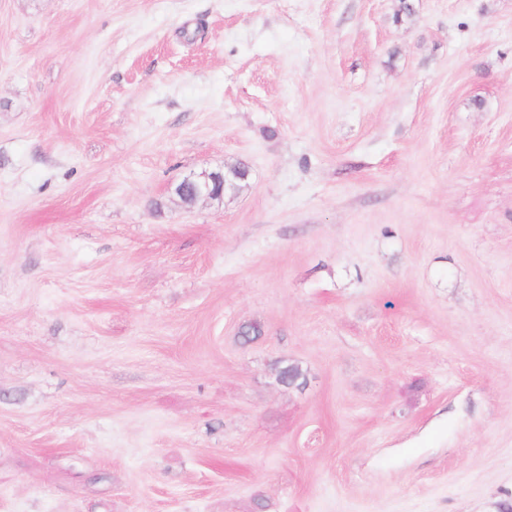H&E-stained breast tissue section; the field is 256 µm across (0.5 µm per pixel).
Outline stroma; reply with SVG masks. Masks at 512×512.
I'll return each mask as SVG.
<instances>
[{
    "instance_id": "35a3bbf8",
    "label": "stroma",
    "mask_w": 512,
    "mask_h": 512,
    "mask_svg": "<svg viewBox=\"0 0 512 512\" xmlns=\"http://www.w3.org/2000/svg\"><path fill=\"white\" fill-rule=\"evenodd\" d=\"M410 2L0 0V512L512 505V0ZM241 166L239 164L227 166L224 170L193 172L185 176L173 188V194L184 204L195 203L199 200L220 201L226 195V184L231 177H237L236 170ZM221 185L220 191L215 190V186Z\"/></svg>"
}]
</instances>
